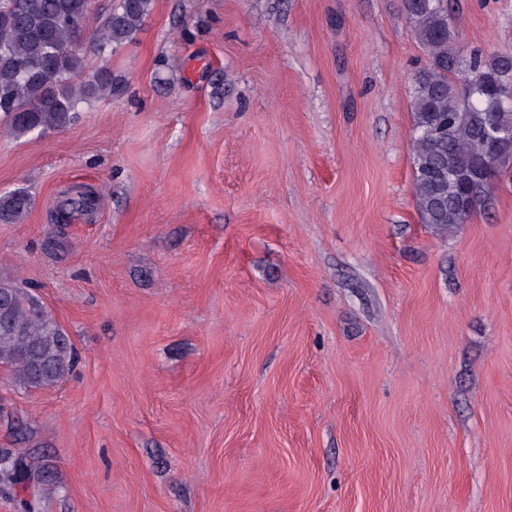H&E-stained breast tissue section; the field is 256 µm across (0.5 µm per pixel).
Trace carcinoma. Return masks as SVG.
Returning <instances> with one entry per match:
<instances>
[{"mask_svg":"<svg viewBox=\"0 0 512 512\" xmlns=\"http://www.w3.org/2000/svg\"><path fill=\"white\" fill-rule=\"evenodd\" d=\"M153 0H113L93 37L103 54L132 41ZM425 61L413 78V195L421 223L448 232L484 202L495 173L482 169L494 151L512 162V56L468 51L458 41L448 0H404ZM93 0H0V115L18 136L68 127L78 106L113 89L112 73L85 76L82 44ZM33 204L17 188L0 195V224L24 220ZM90 192L57 205L56 232L94 209ZM65 330L13 279L0 278V367L16 386L51 387L74 365Z\"/></svg>","mask_w":512,"mask_h":512,"instance_id":"cac0c4a2","label":"carcinoma"}]
</instances>
